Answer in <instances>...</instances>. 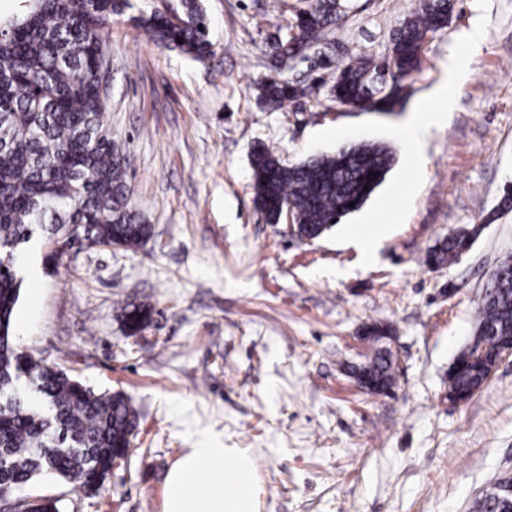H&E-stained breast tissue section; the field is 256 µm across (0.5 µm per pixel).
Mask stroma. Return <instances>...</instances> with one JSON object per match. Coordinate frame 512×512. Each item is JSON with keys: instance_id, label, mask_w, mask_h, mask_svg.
<instances>
[{"instance_id": "1", "label": "stroma", "mask_w": 512, "mask_h": 512, "mask_svg": "<svg viewBox=\"0 0 512 512\" xmlns=\"http://www.w3.org/2000/svg\"><path fill=\"white\" fill-rule=\"evenodd\" d=\"M414 0H344L336 38L382 57ZM307 0H204L214 54L204 63L158 46L118 16L104 34V122L128 157L129 206L152 227L134 251L39 236L40 282L23 281L13 342L138 412L134 438L98 495L45 475L27 495L59 512H163L167 475L201 438L249 455L260 512H469L512 473V357L472 398L448 401V368L471 341L477 303L512 254V0H454L420 72L391 114L314 90L306 103L260 104L269 42ZM480 26L477 51L461 37ZM462 75L412 158L395 132L446 76ZM396 153L384 182L314 241L254 204L250 154L292 164L347 142ZM386 227L364 265L351 234L364 212ZM477 228L466 253L434 269L428 253ZM152 316L126 335L125 303ZM391 328L396 379L358 388L349 368L367 325Z\"/></svg>"}]
</instances>
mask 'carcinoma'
Masks as SVG:
<instances>
[{"instance_id": "1", "label": "carcinoma", "mask_w": 512, "mask_h": 512, "mask_svg": "<svg viewBox=\"0 0 512 512\" xmlns=\"http://www.w3.org/2000/svg\"><path fill=\"white\" fill-rule=\"evenodd\" d=\"M24 17L0 27V503L19 512H58L49 498H21L13 491L42 474H52L88 495L105 487L114 462L127 455L137 420L123 393H97L64 370L15 347L11 318L20 294L17 250L42 232L56 237L74 225L90 244L125 249L151 236V225L128 208L127 162L112 146L106 103L98 92L104 30L131 0H29ZM453 0H416L393 31L391 53L336 60L319 45L335 37L342 0H309L283 35L270 44L276 65L296 57L308 62L310 82L271 77L260 99L271 109L298 101L314 87L327 89L343 105L391 112L403 82L421 69L428 37L443 30ZM132 20L160 46L203 62L213 53L202 0H179L176 11L154 9ZM396 161L379 142H358L294 165L282 163L265 146L250 158L255 203L268 222L290 215L300 238L314 239L358 210L381 185ZM354 206H349V203ZM468 235L450 233L430 261L444 265L458 257ZM476 333L484 353L458 356L449 387L471 398L486 382L499 356V340L512 338V256L500 261L477 306ZM146 303H128L122 321L137 334L151 317ZM367 377L386 389L394 382L391 352L371 343ZM494 483L472 512H508Z\"/></svg>"}]
</instances>
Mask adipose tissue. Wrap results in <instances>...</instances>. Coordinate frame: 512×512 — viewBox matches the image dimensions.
<instances>
[{"label": "adipose tissue", "instance_id": "ef3b65f1", "mask_svg": "<svg viewBox=\"0 0 512 512\" xmlns=\"http://www.w3.org/2000/svg\"><path fill=\"white\" fill-rule=\"evenodd\" d=\"M164 512H259L251 458L227 448L190 449L167 476Z\"/></svg>", "mask_w": 512, "mask_h": 512}]
</instances>
